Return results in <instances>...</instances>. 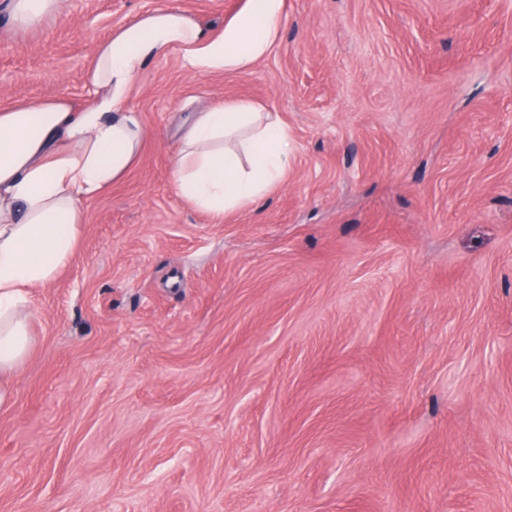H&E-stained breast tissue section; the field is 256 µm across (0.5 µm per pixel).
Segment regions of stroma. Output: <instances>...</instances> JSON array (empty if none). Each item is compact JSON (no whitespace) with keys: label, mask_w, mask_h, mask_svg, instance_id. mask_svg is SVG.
I'll return each mask as SVG.
<instances>
[{"label":"stroma","mask_w":512,"mask_h":512,"mask_svg":"<svg viewBox=\"0 0 512 512\" xmlns=\"http://www.w3.org/2000/svg\"><path fill=\"white\" fill-rule=\"evenodd\" d=\"M246 0H0V102L89 101L142 12L212 38ZM131 85L138 162L30 298L0 512H512V0H284L268 54ZM280 114L288 177L215 221L182 125ZM10 3L15 22L23 27L36 26L63 7V0H11Z\"/></svg>","instance_id":"35a3bbf8"}]
</instances>
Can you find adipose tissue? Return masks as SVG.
<instances>
[{
  "mask_svg": "<svg viewBox=\"0 0 512 512\" xmlns=\"http://www.w3.org/2000/svg\"><path fill=\"white\" fill-rule=\"evenodd\" d=\"M284 0H246L211 39L182 12L140 15L94 49L88 103L68 97L0 105V410L32 349L28 301L72 257L82 204L122 180L139 159L144 130L126 102L133 77L170 47L189 71L233 72L262 59L277 38ZM291 137L281 117L246 99L195 113L172 161L178 194L222 220L278 188Z\"/></svg>",
  "mask_w": 512,
  "mask_h": 512,
  "instance_id": "adipose-tissue-1",
  "label": "adipose tissue"
}]
</instances>
